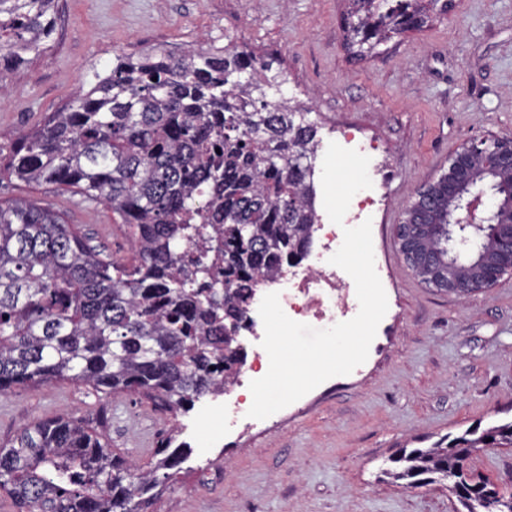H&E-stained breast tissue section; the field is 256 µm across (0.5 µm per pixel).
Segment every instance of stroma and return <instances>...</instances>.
<instances>
[{"label": "stroma", "mask_w": 512, "mask_h": 512, "mask_svg": "<svg viewBox=\"0 0 512 512\" xmlns=\"http://www.w3.org/2000/svg\"><path fill=\"white\" fill-rule=\"evenodd\" d=\"M349 9L350 0H59L45 51L12 69L0 98V148L120 51L233 40L278 58L285 94L309 109L323 142L354 127L381 145L372 239L388 310L366 362L217 448L189 426L203 402L174 416L134 393L103 397L68 381L0 395V443L46 417L91 414L113 453L147 466L174 437L189 454L147 512H463L447 485L406 489L384 471L398 449L512 421V275L466 298L438 291L406 266L395 233L461 145L512 133V0H448L447 13L362 60L342 46ZM0 198L51 204L96 251L133 257L126 225L102 205L16 179ZM468 467L512 492V448L476 452Z\"/></svg>", "instance_id": "1"}]
</instances>
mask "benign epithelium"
I'll return each mask as SVG.
<instances>
[{
  "mask_svg": "<svg viewBox=\"0 0 512 512\" xmlns=\"http://www.w3.org/2000/svg\"><path fill=\"white\" fill-rule=\"evenodd\" d=\"M480 153L483 167L501 171L512 169V135H493L470 142L458 149L448 161V194H453L458 183H468L467 192L459 199L448 228V253H466L464 247L493 227L496 242L495 255L479 265H459L448 268L440 278L444 290L465 296L479 288H488L502 275L512 272V219L497 220L501 202L489 186L473 177L471 160Z\"/></svg>",
  "mask_w": 512,
  "mask_h": 512,
  "instance_id": "1",
  "label": "benign epithelium"
}]
</instances>
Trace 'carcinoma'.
Returning a JSON list of instances; mask_svg holds the SVG:
<instances>
[{
    "instance_id": "1",
    "label": "carcinoma",
    "mask_w": 512,
    "mask_h": 512,
    "mask_svg": "<svg viewBox=\"0 0 512 512\" xmlns=\"http://www.w3.org/2000/svg\"><path fill=\"white\" fill-rule=\"evenodd\" d=\"M345 30L360 56L406 32L403 0H368ZM55 0H0V89L43 52ZM274 60L242 43L120 53L0 162V182L75 189L133 238L129 264L91 249L50 205L0 200V392L57 381L133 392L178 414L216 392L246 358L239 342L254 285L300 259L318 220V126L292 103ZM448 202L433 190L414 216L436 220L433 271L448 261ZM228 288L213 300L217 284ZM472 448H512V421L401 448L384 475L405 488L449 480L466 512ZM148 467L112 453L86 417H53L0 446V490L19 512H146L186 449Z\"/></svg>"
}]
</instances>
